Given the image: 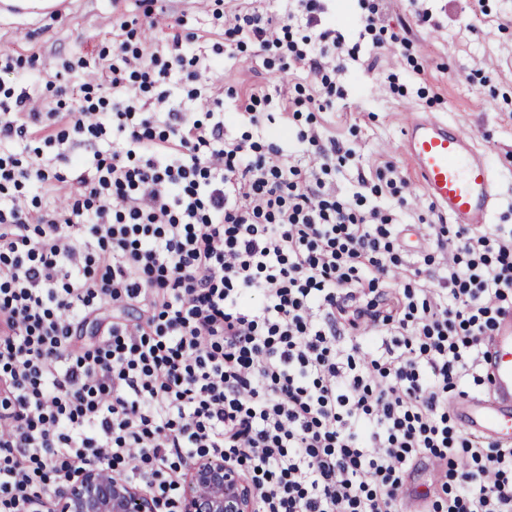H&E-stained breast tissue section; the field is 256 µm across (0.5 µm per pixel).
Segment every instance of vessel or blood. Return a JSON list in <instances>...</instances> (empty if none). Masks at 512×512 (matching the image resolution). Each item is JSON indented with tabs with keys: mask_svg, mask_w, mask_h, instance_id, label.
I'll return each instance as SVG.
<instances>
[{
	"mask_svg": "<svg viewBox=\"0 0 512 512\" xmlns=\"http://www.w3.org/2000/svg\"><path fill=\"white\" fill-rule=\"evenodd\" d=\"M58 0H0V12L18 19L50 17ZM403 148L428 197L452 224H487L501 200L496 173L473 138L448 121L411 117ZM489 396L455 401L452 412L472 436L512 444V314L503 317L486 341Z\"/></svg>",
	"mask_w": 512,
	"mask_h": 512,
	"instance_id": "b4317fda",
	"label": "vessel or blood"
}]
</instances>
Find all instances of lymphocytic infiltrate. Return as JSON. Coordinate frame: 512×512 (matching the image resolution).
<instances>
[{
	"instance_id": "f902f5d3",
	"label": "lymphocytic infiltrate",
	"mask_w": 512,
	"mask_h": 512,
	"mask_svg": "<svg viewBox=\"0 0 512 512\" xmlns=\"http://www.w3.org/2000/svg\"><path fill=\"white\" fill-rule=\"evenodd\" d=\"M320 0L283 17L232 12L229 40L305 67L337 90ZM306 15L316 33L293 38ZM172 32L136 49L114 38L101 80L55 89L38 71L0 89V512H39L49 482L91 466L178 512L186 470L237 467L257 512H512V446L461 430L449 402L487 391L484 340L512 311V227H407L314 131L269 143L227 137L263 123L267 93L210 110L217 64ZM188 100L175 110L170 81ZM111 100L94 99L97 86ZM53 88V87H52ZM291 151H284L281 139ZM84 145L58 169L50 149ZM137 307L92 347L91 314Z\"/></svg>"
}]
</instances>
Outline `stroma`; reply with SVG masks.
I'll use <instances>...</instances> for the list:
<instances>
[{
    "instance_id": "stroma-1",
    "label": "stroma",
    "mask_w": 512,
    "mask_h": 512,
    "mask_svg": "<svg viewBox=\"0 0 512 512\" xmlns=\"http://www.w3.org/2000/svg\"><path fill=\"white\" fill-rule=\"evenodd\" d=\"M71 10L52 19L17 21L0 16V53L37 54L46 78H56L59 59L84 57L97 63L112 46V25L149 24L135 0H70ZM225 0H155V13L182 30L197 33V49L222 62L212 74V94L226 112L240 111L253 90L266 89L287 101L313 78L305 69L280 70L275 51L257 52L246 43L225 52ZM430 23L418 22L411 0H385L384 31L360 36L358 0H326L325 17L358 45L357 59H344L335 81L340 89L332 107L301 110L296 118L276 114L277 124L313 128L322 140L339 141L349 156L333 183L337 191L357 189L359 177L392 162L409 181L407 224L444 223L419 188L402 149L408 113L445 119L475 140L502 179V202L492 221L512 225V0H425ZM382 40L373 49V40Z\"/></svg>"
}]
</instances>
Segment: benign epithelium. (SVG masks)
Masks as SVG:
<instances>
[{
	"label": "benign epithelium",
	"instance_id": "benign-epithelium-1",
	"mask_svg": "<svg viewBox=\"0 0 512 512\" xmlns=\"http://www.w3.org/2000/svg\"><path fill=\"white\" fill-rule=\"evenodd\" d=\"M188 492L179 512H255L254 491L235 467L209 458L187 474ZM57 512H156L138 487L112 479L108 469L91 467L53 493Z\"/></svg>",
	"mask_w": 512,
	"mask_h": 512
}]
</instances>
